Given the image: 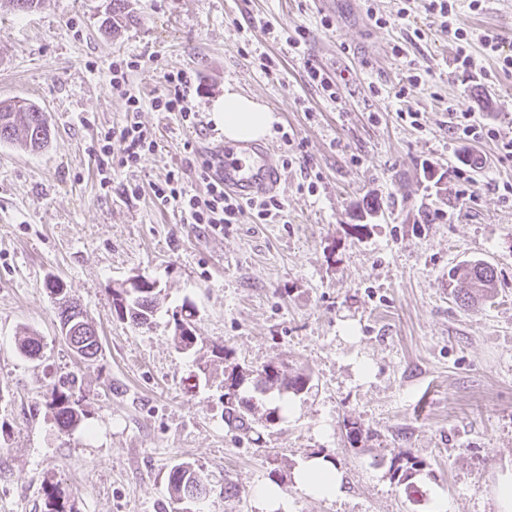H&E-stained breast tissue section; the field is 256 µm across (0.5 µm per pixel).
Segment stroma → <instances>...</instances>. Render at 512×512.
I'll list each match as a JSON object with an SVG mask.
<instances>
[{
  "label": "stroma",
  "mask_w": 512,
  "mask_h": 512,
  "mask_svg": "<svg viewBox=\"0 0 512 512\" xmlns=\"http://www.w3.org/2000/svg\"><path fill=\"white\" fill-rule=\"evenodd\" d=\"M398 6L39 0L17 12L0 0V101L31 100L51 126L42 151L0 143V512H44L49 486L62 512H161L181 461L209 481L201 512H257L254 490L265 483L294 512H429L437 488L447 512H496L492 488L512 472V157L489 141L461 147L449 110H472L512 138V71L474 42L472 69L455 72V45L438 22L420 9L397 19ZM458 19L512 55V0H485L479 12L458 0ZM299 25L307 37L296 48L287 36ZM266 56L277 73L262 70ZM129 58L141 66L121 93L112 64ZM309 61L337 84L336 99L309 83ZM177 71L194 76L193 127L151 106ZM228 85L277 116L266 142L284 212L218 232L181 223L151 187L179 169L206 196L199 166L224 136L214 109ZM129 93L156 149L138 167H115L104 190L93 148L125 125ZM410 109L420 125L403 119ZM465 153L479 163L462 202ZM310 178L312 192L302 187ZM476 259L494 266L497 288L465 309L448 271ZM135 276L163 298L148 328L112 304L113 285ZM55 279L92 319L97 359L64 343ZM186 302L199 339L181 353L172 314ZM24 331L41 337L39 356L19 353ZM235 363L312 375L256 443L224 421V367ZM71 375L85 416L62 433L45 395ZM316 454L342 472V496L296 486L294 469ZM228 480L239 497H225Z\"/></svg>",
  "instance_id": "obj_1"
}]
</instances>
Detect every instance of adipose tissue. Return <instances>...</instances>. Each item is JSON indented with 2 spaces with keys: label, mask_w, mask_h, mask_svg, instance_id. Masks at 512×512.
Instances as JSON below:
<instances>
[{
  "label": "adipose tissue",
  "mask_w": 512,
  "mask_h": 512,
  "mask_svg": "<svg viewBox=\"0 0 512 512\" xmlns=\"http://www.w3.org/2000/svg\"><path fill=\"white\" fill-rule=\"evenodd\" d=\"M214 118L230 141H257L267 138L275 116L264 105L244 96L233 87H225L224 102ZM293 479L306 494L315 498H334L343 493L341 472L331 462L316 456L305 460L295 470Z\"/></svg>",
  "instance_id": "ef3b65f1"
}]
</instances>
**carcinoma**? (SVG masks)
Masks as SVG:
<instances>
[{
	"label": "carcinoma",
	"mask_w": 512,
	"mask_h": 512,
	"mask_svg": "<svg viewBox=\"0 0 512 512\" xmlns=\"http://www.w3.org/2000/svg\"><path fill=\"white\" fill-rule=\"evenodd\" d=\"M51 139V128L46 113L35 103L27 100L0 102V142H16L32 151L45 149ZM452 283L466 284L467 291L460 297L464 308L480 299L491 296L497 286L494 267L484 261L456 265L448 271ZM160 292L140 291L131 296L112 290L113 307L120 318H127L137 327H147L158 309ZM61 336L70 350L85 360L97 357L100 345L95 331L89 327V319L84 310L65 302L58 307ZM18 348L26 356L39 355L41 339L26 332L18 339ZM239 373V389L235 396L224 402V420L248 441H254L255 419L253 410L256 396L284 397L290 393L302 392L311 381V375L303 369L286 365H265L252 369L235 364L230 373ZM251 388L254 394L243 395ZM73 394L58 386L47 391V404L58 430L68 431L77 426L82 418V410L72 401ZM169 500L185 504L182 512H190L188 505L207 497V480L202 470L194 463L183 461L173 465L167 477Z\"/></svg>",
	"instance_id": "cac0c4a2"
}]
</instances>
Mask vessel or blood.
I'll return each instance as SVG.
<instances>
[{
	"mask_svg": "<svg viewBox=\"0 0 512 512\" xmlns=\"http://www.w3.org/2000/svg\"><path fill=\"white\" fill-rule=\"evenodd\" d=\"M214 167L225 188L245 198H257L277 186L282 174L267 146L228 143L211 151Z\"/></svg>",
	"mask_w": 512,
	"mask_h": 512,
	"instance_id": "1",
	"label": "vessel or blood"
}]
</instances>
